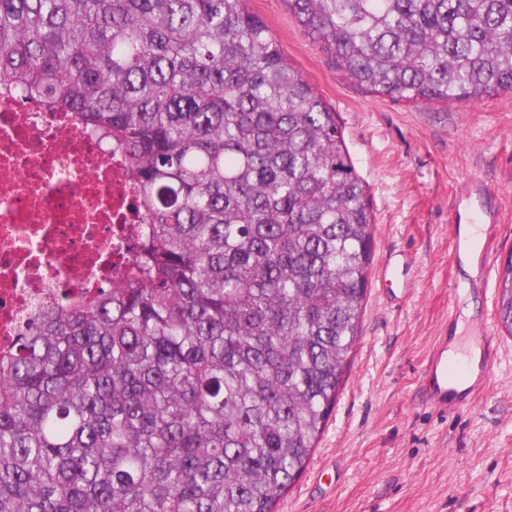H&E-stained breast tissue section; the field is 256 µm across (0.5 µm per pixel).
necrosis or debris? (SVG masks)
<instances>
[{
	"instance_id": "1",
	"label": "necrosis or debris",
	"mask_w": 512,
	"mask_h": 512,
	"mask_svg": "<svg viewBox=\"0 0 512 512\" xmlns=\"http://www.w3.org/2000/svg\"><path fill=\"white\" fill-rule=\"evenodd\" d=\"M144 222L120 153L64 113L0 94V356L62 296L111 283Z\"/></svg>"
}]
</instances>
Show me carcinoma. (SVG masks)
Instances as JSON below:
<instances>
[{"label": "carcinoma", "mask_w": 512, "mask_h": 512, "mask_svg": "<svg viewBox=\"0 0 512 512\" xmlns=\"http://www.w3.org/2000/svg\"><path fill=\"white\" fill-rule=\"evenodd\" d=\"M247 0H0V91L120 149L121 281L0 358V512H275L350 365L374 224L336 113ZM391 99L512 93V0H288ZM497 317L512 336V253Z\"/></svg>", "instance_id": "carcinoma-1"}]
</instances>
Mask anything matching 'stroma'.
I'll use <instances>...</instances> for the list:
<instances>
[{
	"label": "stroma",
	"instance_id": "1",
	"mask_svg": "<svg viewBox=\"0 0 512 512\" xmlns=\"http://www.w3.org/2000/svg\"><path fill=\"white\" fill-rule=\"evenodd\" d=\"M288 62L335 111L375 224L370 281L351 365L302 476L275 512H512V337L471 405L448 417L426 400L425 361L448 320L467 344L494 313L512 254V95L452 105L393 100L348 79L287 0H247ZM501 222L484 280L453 251L448 214L472 178ZM408 260V286L381 280Z\"/></svg>",
	"mask_w": 512,
	"mask_h": 512
}]
</instances>
